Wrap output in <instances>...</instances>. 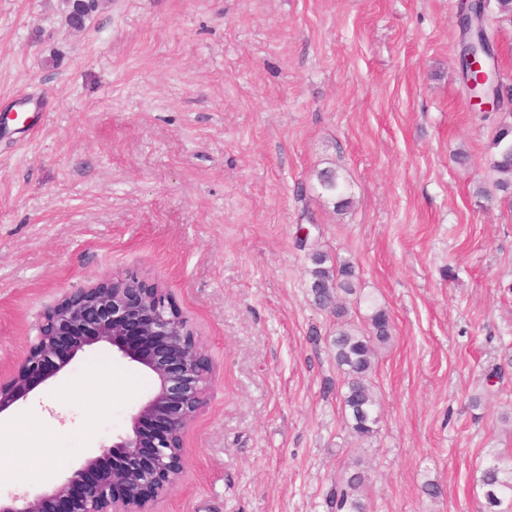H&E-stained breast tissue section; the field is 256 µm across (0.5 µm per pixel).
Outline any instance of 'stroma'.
Returning a JSON list of instances; mask_svg holds the SVG:
<instances>
[{"instance_id":"35a3bbf8","label":"stroma","mask_w":512,"mask_h":512,"mask_svg":"<svg viewBox=\"0 0 512 512\" xmlns=\"http://www.w3.org/2000/svg\"><path fill=\"white\" fill-rule=\"evenodd\" d=\"M458 0H0V377L74 288L167 285L204 343L207 404L156 512H330L362 461L369 512H480L473 477L512 454V202L455 56ZM466 154L457 162V154ZM353 200L339 216L315 170ZM357 265L349 314L385 306L376 435L351 437L332 317L298 225ZM153 384L86 347L0 424L27 417L50 491L128 425ZM441 494L429 498L425 483ZM93 0L65 1V21L73 29H82L94 7Z\"/></svg>"}]
</instances>
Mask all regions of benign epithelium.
Instances as JSON below:
<instances>
[{
	"mask_svg": "<svg viewBox=\"0 0 512 512\" xmlns=\"http://www.w3.org/2000/svg\"><path fill=\"white\" fill-rule=\"evenodd\" d=\"M95 343H107L146 368L153 377L150 393L112 445L87 458L48 493H16L0 500V512H154L155 502L180 484L184 438L206 405L212 373L169 288L148 287L133 273L74 288L45 313L13 374L0 381V413L27 399L36 385ZM156 418L164 428L147 444L141 425Z\"/></svg>",
	"mask_w": 512,
	"mask_h": 512,
	"instance_id": "1",
	"label": "benign epithelium"
}]
</instances>
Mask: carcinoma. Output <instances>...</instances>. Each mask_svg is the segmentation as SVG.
<instances>
[{
  "instance_id": "cac0c4a2",
  "label": "carcinoma",
  "mask_w": 512,
  "mask_h": 512,
  "mask_svg": "<svg viewBox=\"0 0 512 512\" xmlns=\"http://www.w3.org/2000/svg\"><path fill=\"white\" fill-rule=\"evenodd\" d=\"M94 7L93 0H67L65 21L73 29L85 26ZM493 146L496 153L491 168L499 175L494 182L497 191L512 197V124H502L495 131ZM318 186L333 204L338 214L351 206L343 184V176L335 168L315 171ZM309 294L313 303L336 318V331L331 341L336 366L344 377L341 393L342 409L348 428L359 440L371 438L377 432L379 401L371 375L375 368L377 349L392 335L393 321L387 308L369 303V330L363 331L348 319V310L341 296L353 294L357 279L355 264L333 257L319 248L312 249L307 267ZM366 471L358 468L336 478L328 495L332 512H366ZM485 500L486 512H512V456L489 454L486 463L474 478Z\"/></svg>"
}]
</instances>
